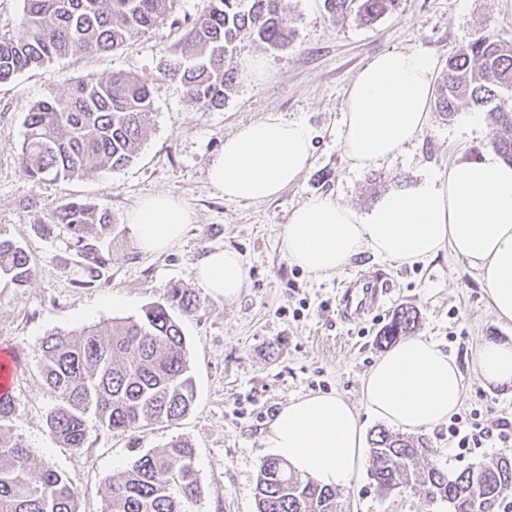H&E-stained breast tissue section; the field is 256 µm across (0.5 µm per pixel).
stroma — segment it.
Masks as SVG:
<instances>
[{
  "instance_id": "1",
  "label": "stroma",
  "mask_w": 512,
  "mask_h": 512,
  "mask_svg": "<svg viewBox=\"0 0 512 512\" xmlns=\"http://www.w3.org/2000/svg\"><path fill=\"white\" fill-rule=\"evenodd\" d=\"M282 6L294 31L292 45L275 50L239 41L234 66L260 56L267 72L254 80L238 77L218 110H198L179 83L159 75L162 55L181 34L167 23L116 50L59 58L0 84V233L19 242L34 269L22 286L0 276V348L15 361L11 434L32 448L34 470L55 469L78 488L79 512H105L104 476L174 439L193 448L202 490L187 512H257L255 487L267 456L262 437L269 420L288 400L309 393H337L361 405L362 379L387 351L381 335L402 307L417 313L414 336L437 342L461 370L465 399L459 417L506 427L503 438L475 453L455 448L447 427L425 432L435 463L454 474L477 461L512 456V388L482 385L472 364L482 342L511 341L512 324L496 321L467 260L447 250L429 264L409 266L365 252L336 275L318 278L289 262L283 242L291 213L313 197L330 194L363 211L394 186L481 156L490 145L489 126L469 128L459 117L434 111L402 155L355 170L338 144L342 108L358 72L380 52L420 49L441 71L449 56L480 33L512 36V0H398L370 24L352 13L331 16L324 0H282ZM119 71L145 80L151 90V126L136 159L64 182L24 175L19 154L30 107L65 94L83 76L106 78ZM269 115L312 129L310 168L276 199L225 200L208 181L211 161L227 136ZM156 192L184 201L194 222L172 248L150 253L137 244L128 215ZM69 200L112 216L97 235L106 264L93 282L68 228L60 224L47 235L38 227ZM217 248L238 252L247 271L244 288L231 302L213 298L196 278L198 262ZM358 271L381 275L389 296L371 314L346 323L336 298L348 274ZM172 287L201 299L194 313L179 318L196 387L193 408L175 423L132 432L113 433L92 420L83 447H63L46 423L55 398L44 382L43 338L138 318L165 302ZM338 494L342 512H448L447 504L428 503L416 489L380 494L365 468Z\"/></svg>"
}]
</instances>
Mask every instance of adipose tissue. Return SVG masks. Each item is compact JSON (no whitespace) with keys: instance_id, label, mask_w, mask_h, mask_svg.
<instances>
[{"instance_id":"obj_1","label":"adipose tissue","mask_w":512,"mask_h":512,"mask_svg":"<svg viewBox=\"0 0 512 512\" xmlns=\"http://www.w3.org/2000/svg\"><path fill=\"white\" fill-rule=\"evenodd\" d=\"M436 63L416 49L375 55L349 86L338 143L354 168L401 155L429 120ZM313 133L300 120L268 116L240 127L212 160L211 184L231 201L277 197L311 164ZM194 214L167 192L142 198L129 215L139 246L162 252L183 237ZM289 262L316 276L342 270L368 251L399 264L428 263L449 250L477 270L498 322L512 323V165L494 149L474 161L435 170L391 188L356 212L331 196H317L292 212L284 228ZM197 279L215 298L235 300L246 281L240 255L208 252ZM485 384L512 387V343L483 342L474 358ZM366 408L403 430L447 424L463 397L456 362L424 337L403 341L380 356L363 380ZM263 445L291 471L320 486H349L365 445L357 409L337 394H311L284 404Z\"/></svg>"}]
</instances>
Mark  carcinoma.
Listing matches in <instances>:
<instances>
[{
    "label": "carcinoma",
    "mask_w": 512,
    "mask_h": 512,
    "mask_svg": "<svg viewBox=\"0 0 512 512\" xmlns=\"http://www.w3.org/2000/svg\"><path fill=\"white\" fill-rule=\"evenodd\" d=\"M176 0H23L19 27L0 35V83L54 58L84 57L113 51L130 39L173 17ZM397 0H325L328 11L355 8L372 22ZM181 39L161 63L160 74L179 81L187 97L203 111L219 109L238 78L229 58L234 43L248 35L273 49L292 42L281 0H209L198 17L182 22ZM487 113L491 147L512 163V38L481 33L448 59L434 99L435 109L452 117L461 106ZM153 108L146 81L127 73L106 79L80 78L60 96L41 100L27 112L21 145L22 171L56 181L86 176L100 169H120L137 155L150 128ZM110 215L72 200L59 206L49 233L64 224L71 231L88 277L95 278L102 258L92 238ZM22 286L33 276L28 254L0 235V276ZM200 300L173 288L168 305L149 307L138 319H115L104 327L88 326L53 333L41 345L44 379L56 404L47 417L53 438L80 448L87 419L114 432L173 423L190 410L195 386L189 374L187 344L174 310L190 313ZM416 313L398 309L382 338L391 342L415 327ZM17 406L0 396V512H78L79 491L50 468L31 472L33 452L11 436ZM422 438L386 430L371 438L370 476L389 494L417 488L449 512H501L512 494V457L479 461L453 477L431 457ZM106 512H186L201 491L193 450L173 440L159 451L137 457L117 474L104 478ZM257 512H337L336 491L292 472L288 464L267 458L256 481Z\"/></svg>",
    "instance_id": "1"
}]
</instances>
